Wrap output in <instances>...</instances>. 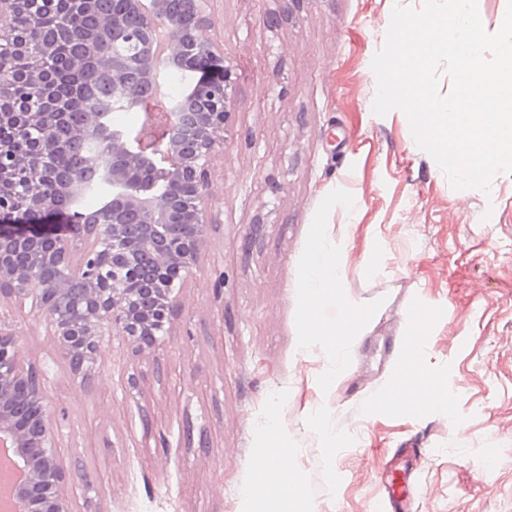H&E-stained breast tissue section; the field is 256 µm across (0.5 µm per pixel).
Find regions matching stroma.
<instances>
[{
	"label": "stroma",
	"mask_w": 512,
	"mask_h": 512,
	"mask_svg": "<svg viewBox=\"0 0 512 512\" xmlns=\"http://www.w3.org/2000/svg\"><path fill=\"white\" fill-rule=\"evenodd\" d=\"M397 3L424 0H211L232 72L217 222L159 350L113 338L80 382L34 302L0 303L45 375L71 512H249L274 438L295 480L270 512H364L409 439L417 512H512V173L455 190L402 111L374 113ZM327 237L345 268L310 343L305 266ZM395 336L416 343L397 355ZM443 387L452 408L417 409ZM188 418L208 451L180 442Z\"/></svg>",
	"instance_id": "stroma-1"
}]
</instances>
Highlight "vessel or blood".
I'll return each mask as SVG.
<instances>
[{
  "label": "vessel or blood",
  "mask_w": 512,
  "mask_h": 512,
  "mask_svg": "<svg viewBox=\"0 0 512 512\" xmlns=\"http://www.w3.org/2000/svg\"><path fill=\"white\" fill-rule=\"evenodd\" d=\"M419 453L418 444L411 440L396 449L393 466L385 470V495L372 502L368 512H414L418 497L414 463Z\"/></svg>",
  "instance_id": "obj_1"
}]
</instances>
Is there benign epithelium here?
I'll return each instance as SVG.
<instances>
[{"label": "benign epithelium", "instance_id": "obj_1", "mask_svg": "<svg viewBox=\"0 0 512 512\" xmlns=\"http://www.w3.org/2000/svg\"><path fill=\"white\" fill-rule=\"evenodd\" d=\"M210 0H190L194 23L184 24L180 0H126L123 14L102 15L99 0H81L77 16L94 20L112 42L94 43L96 68L112 80V103L143 112L132 131L105 129L99 106L83 105V123L65 138L52 135L65 119L54 96L61 72L80 74L87 57L63 56L57 34L43 25L66 0H0V298H31L42 311L59 353L76 379L102 362L105 338L131 353L158 349L168 332L179 288L200 261L212 215V162L225 145L232 85L221 74L223 49L207 35ZM170 71L190 78L180 98L162 92ZM95 142L99 153L63 171L74 142ZM109 187L100 210L83 222L76 210L91 182ZM37 215L39 224L25 217ZM82 224L68 238L46 223ZM56 281L34 292L43 266ZM185 444L205 450L204 432L186 423ZM22 472L8 512H70L62 492L43 375L24 366L14 332L0 326V457Z\"/></svg>", "mask_w": 512, "mask_h": 512}]
</instances>
